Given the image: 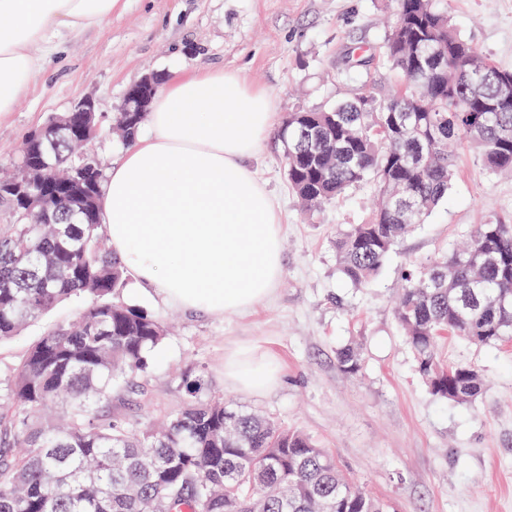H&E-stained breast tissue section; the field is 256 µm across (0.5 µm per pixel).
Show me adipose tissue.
Listing matches in <instances>:
<instances>
[{"label": "adipose tissue", "mask_w": 512, "mask_h": 512, "mask_svg": "<svg viewBox=\"0 0 512 512\" xmlns=\"http://www.w3.org/2000/svg\"><path fill=\"white\" fill-rule=\"evenodd\" d=\"M117 0H0V114L26 93L65 34L97 26ZM278 125L271 97L234 71L170 80L97 200L113 253L163 303L214 316L269 296L281 276V217L248 161ZM224 380L276 387L264 357L234 351Z\"/></svg>", "instance_id": "1"}]
</instances>
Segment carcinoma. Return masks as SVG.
Returning <instances> with one entry per match:
<instances>
[{
  "instance_id": "cac0c4a2",
  "label": "carcinoma",
  "mask_w": 512,
  "mask_h": 512,
  "mask_svg": "<svg viewBox=\"0 0 512 512\" xmlns=\"http://www.w3.org/2000/svg\"><path fill=\"white\" fill-rule=\"evenodd\" d=\"M385 58L400 83L377 97L355 96L290 112L277 136L288 185L309 211L371 182L379 204L368 221L336 237V264L354 286L380 274L394 247L445 202L453 170L448 144L467 142L486 167L512 171V71L482 58L448 27L435 0H398ZM146 113L127 112L116 129L129 145ZM76 136L46 148L25 139L13 177L44 158V211L0 193L14 223L0 236V341L72 297L87 304L26 350L3 391L13 411L0 416V512H388L349 483L335 458L307 435L224 403L203 380L184 374L181 409L160 426L122 402L145 392L166 330L125 302L129 275L109 251L96 202L71 201V177L103 179L99 161ZM395 318L417 371L438 399L465 404L483 390L472 366L435 354L443 334L476 345L512 336V224H477L462 251L404 270ZM354 375L361 352H336Z\"/></svg>"
}]
</instances>
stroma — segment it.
<instances>
[{"instance_id": "stroma-1", "label": "stroma", "mask_w": 512, "mask_h": 512, "mask_svg": "<svg viewBox=\"0 0 512 512\" xmlns=\"http://www.w3.org/2000/svg\"><path fill=\"white\" fill-rule=\"evenodd\" d=\"M447 3L454 30L495 66L512 70V0ZM396 9V0H118L110 19L71 33L47 54L30 91L0 115V172L11 171L31 131L82 98L93 100L101 117L88 148L109 169L124 151L112 119L127 89L151 72L166 79L192 68L240 72L283 116L355 94L364 81L387 93L397 76L384 67L382 51ZM359 46L371 61L356 81L346 61ZM251 165L280 211L282 277L269 297L224 317L124 290L128 303L170 329L150 372L142 419L177 411L184 400L177 377L190 373L240 409L309 435L394 512H512V338L492 346L440 339L443 363L472 365L485 378L481 395L458 405L425 388L394 312L410 262L465 242L475 225L512 224V175L492 173L472 148L458 146L447 202L392 250L374 282L357 288L337 270L335 240L369 214L376 186L360 184L309 214L288 187L276 138ZM83 306L64 301L0 342V379ZM351 342L363 349L353 376L336 364L337 349ZM237 349L271 355L283 384L260 394L225 384L224 356Z\"/></svg>"}]
</instances>
